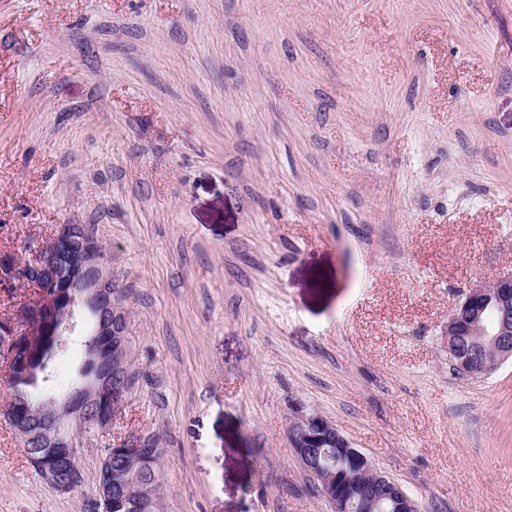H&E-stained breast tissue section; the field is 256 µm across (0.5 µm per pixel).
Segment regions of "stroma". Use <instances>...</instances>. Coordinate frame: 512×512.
<instances>
[{
	"label": "stroma",
	"mask_w": 512,
	"mask_h": 512,
	"mask_svg": "<svg viewBox=\"0 0 512 512\" xmlns=\"http://www.w3.org/2000/svg\"><path fill=\"white\" fill-rule=\"evenodd\" d=\"M63 224L125 293L138 382L60 493L0 368V512H97L132 434L158 512H331L298 408L419 512H512V362L458 374L442 336L512 270V0H0V255Z\"/></svg>",
	"instance_id": "obj_1"
}]
</instances>
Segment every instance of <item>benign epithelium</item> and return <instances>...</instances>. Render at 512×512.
Masks as SVG:
<instances>
[{"mask_svg":"<svg viewBox=\"0 0 512 512\" xmlns=\"http://www.w3.org/2000/svg\"><path fill=\"white\" fill-rule=\"evenodd\" d=\"M42 261L33 267H0V282L30 283L40 287L37 317L61 325L65 331L77 326L75 307L93 318L94 344L79 369L76 386L62 397L32 401L19 394L8 417L24 446L28 462L50 487L71 491L79 486L82 474L77 465V437L73 426L92 420L106 430L121 413L129 393L127 314L112 284V274L103 261L101 244L82 224H67L57 230L40 251ZM492 311L497 319L493 331L485 322ZM28 329L7 333L0 348L8 351L0 362L15 368V378L36 383L38 372L31 369L22 351ZM443 336L448 354L456 355V337L488 336L492 355L482 358H457L459 367L470 376L489 375L507 360H512V271L491 282L469 285L463 299L448 316ZM288 441L302 468L310 474L321 466V451L329 448L343 464L334 488L319 487L320 496L332 512H351L354 494L346 475L358 470L375 482L379 499H392L398 512H418V507L403 487L386 475L368 456L346 438L327 417L302 410L294 412L288 425ZM112 449L101 456L98 474L99 501L112 499V484L126 479V473L113 472Z\"/></svg>","mask_w":512,"mask_h":512,"instance_id":"benign-epithelium-1","label":"benign epithelium"}]
</instances>
